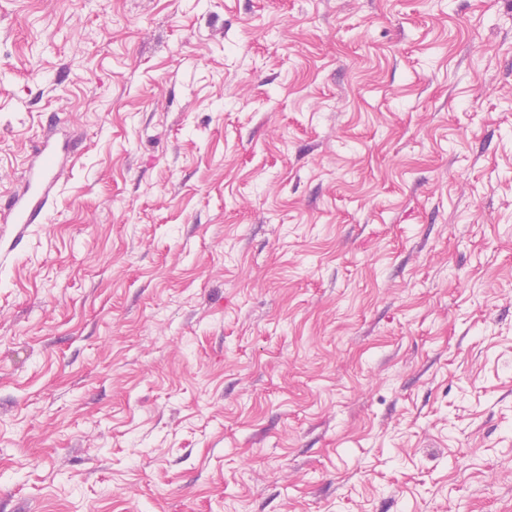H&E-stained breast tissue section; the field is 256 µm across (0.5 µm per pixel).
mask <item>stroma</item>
Here are the masks:
<instances>
[{
	"label": "stroma",
	"mask_w": 512,
	"mask_h": 512,
	"mask_svg": "<svg viewBox=\"0 0 512 512\" xmlns=\"http://www.w3.org/2000/svg\"><path fill=\"white\" fill-rule=\"evenodd\" d=\"M0 512H512V0H0ZM37 165L30 168L28 173V187L32 189L31 201L19 205L13 200L8 213H12L13 224H35L49 201L52 189L57 185L63 172L57 152L52 147L49 138H45L35 156Z\"/></svg>",
	"instance_id": "35a3bbf8"
}]
</instances>
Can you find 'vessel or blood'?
Here are the masks:
<instances>
[{
	"mask_svg": "<svg viewBox=\"0 0 512 512\" xmlns=\"http://www.w3.org/2000/svg\"><path fill=\"white\" fill-rule=\"evenodd\" d=\"M35 157L37 164L30 168L28 186L31 190L30 203H12V221L16 224L36 223L49 201L52 189L57 185L63 172L57 152L50 141H42Z\"/></svg>",
	"mask_w": 512,
	"mask_h": 512,
	"instance_id": "obj_1",
	"label": "vessel or blood"
}]
</instances>
